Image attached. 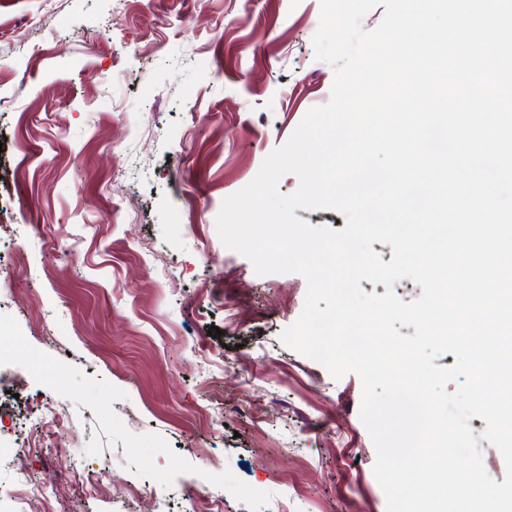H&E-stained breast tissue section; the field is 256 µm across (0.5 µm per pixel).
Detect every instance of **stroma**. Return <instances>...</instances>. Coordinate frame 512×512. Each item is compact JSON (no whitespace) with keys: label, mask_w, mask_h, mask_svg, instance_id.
<instances>
[{"label":"stroma","mask_w":512,"mask_h":512,"mask_svg":"<svg viewBox=\"0 0 512 512\" xmlns=\"http://www.w3.org/2000/svg\"><path fill=\"white\" fill-rule=\"evenodd\" d=\"M320 8L0 0V446L47 437L54 512H387L360 377L281 340L304 278L216 230L330 99ZM44 508L0 465V512Z\"/></svg>","instance_id":"obj_1"}]
</instances>
